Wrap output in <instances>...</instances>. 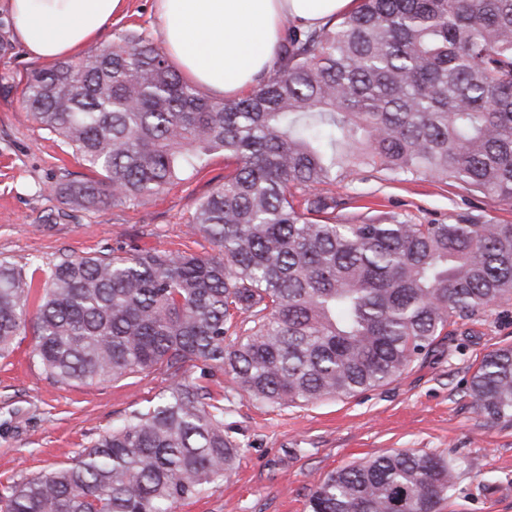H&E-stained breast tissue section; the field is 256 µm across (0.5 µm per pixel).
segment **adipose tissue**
<instances>
[{"label": "adipose tissue", "instance_id": "adipose-tissue-1", "mask_svg": "<svg viewBox=\"0 0 512 512\" xmlns=\"http://www.w3.org/2000/svg\"><path fill=\"white\" fill-rule=\"evenodd\" d=\"M127 0H7L30 57H71L120 20ZM354 0H155L160 42L181 72L233 99L275 69L287 25L319 28Z\"/></svg>", "mask_w": 512, "mask_h": 512}]
</instances>
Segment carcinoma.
<instances>
[{"label": "carcinoma", "mask_w": 512, "mask_h": 512, "mask_svg": "<svg viewBox=\"0 0 512 512\" xmlns=\"http://www.w3.org/2000/svg\"><path fill=\"white\" fill-rule=\"evenodd\" d=\"M21 101L95 174L56 185L73 210L142 201L213 154L236 167L194 213L210 255H63L34 262L38 283L0 262V359L30 329L57 383L172 378L72 462L8 486L6 512H175L224 480L243 446L224 431V391L186 376L190 362L268 408L349 397L512 303V224H345L315 192L373 169L512 202V0H359L331 26L288 27L279 66L237 101L120 33L106 54L31 71ZM467 392L477 414L512 422V346L483 357ZM456 478L441 456L384 453L328 475L309 512H438Z\"/></svg>", "instance_id": "obj_1"}]
</instances>
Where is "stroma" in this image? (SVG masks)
Segmentation results:
<instances>
[{"instance_id":"1","label":"stroma","mask_w":512,"mask_h":512,"mask_svg":"<svg viewBox=\"0 0 512 512\" xmlns=\"http://www.w3.org/2000/svg\"><path fill=\"white\" fill-rule=\"evenodd\" d=\"M38 66L18 44L0 58V261L24 265L64 254L124 256L150 248L210 253V243L190 235L189 226L199 200L228 171L223 156L142 204L69 209L54 187L65 172L79 175L84 168L20 102L27 75ZM332 192L348 219L366 206L417 224L468 214L512 224V203L431 177L403 181L384 171L354 172ZM510 345L512 305L494 306L451 325L428 355L382 386L278 409L233 394L231 377L216 372L205 383L231 391L224 429L245 450L224 482L176 512H308L310 492L330 473L406 449L457 463L455 489L440 512H512V424L478 416L467 394L480 360ZM33 346V336L19 337L14 352L0 360V483L71 462L170 383L158 369L118 382L63 385L34 364Z\"/></svg>"}]
</instances>
